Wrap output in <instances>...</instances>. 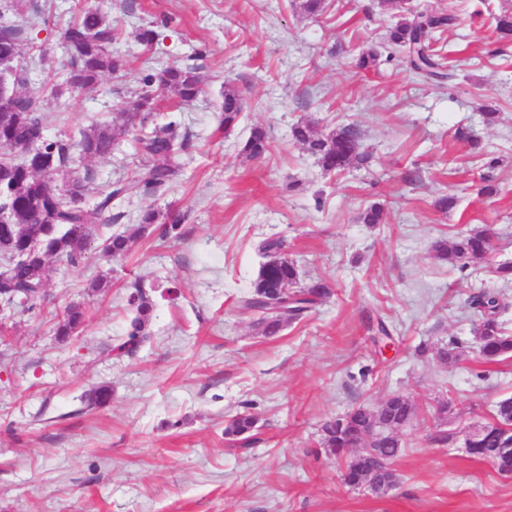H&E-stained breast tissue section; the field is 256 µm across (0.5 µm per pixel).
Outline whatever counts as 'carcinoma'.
<instances>
[{"label":"carcinoma","instance_id":"obj_1","mask_svg":"<svg viewBox=\"0 0 512 512\" xmlns=\"http://www.w3.org/2000/svg\"><path fill=\"white\" fill-rule=\"evenodd\" d=\"M399 20L390 28L386 42V61H397L405 70L426 80L448 77L441 37L457 23L448 11L418 12L405 3L398 5ZM29 9V0H0V60L20 63V71L30 65L22 55L25 31L16 17ZM495 30L502 40L512 39V12L495 17ZM66 56L60 65L61 81L51 90L55 98L69 90H92L101 79L111 74L120 76L127 61L118 53L109 52L116 39L112 20L99 9L87 7L66 22L61 31ZM205 55L198 53L189 62H176L160 70H149L142 77L143 89L128 110L131 124L140 132L134 139V171L132 180L146 200L164 196L181 174L179 156L192 146L188 131L181 130L174 119L160 125L158 91H171L177 105L188 106L204 91ZM379 52L361 49L354 57L357 70L377 64ZM24 75L16 80L12 93L13 107L0 111V212L8 214V227L0 228V257L7 268L0 271V294L24 301L31 312L44 306L48 281L47 264L61 259L73 268L85 264L91 236L102 228L109 233L101 237L103 255L122 259L129 252L135 236H149L156 228L165 233L176 232L185 223L186 215L179 209H160L152 204L143 207L134 232L119 229L125 214L120 203L127 185L116 181L97 192L93 204L83 197L89 191L94 173L87 169L81 177H63L69 172L73 155L84 159L101 158L111 153L124 135L106 120H96L79 131L78 137L43 138L31 153L18 148L33 142L44 130L49 117L42 112L39 97L25 88ZM244 110L239 92L224 87L221 104V129L227 134L237 131ZM293 140L304 146L327 173H341L355 164L367 161L361 151L360 134L351 125L328 133H319L309 122L292 128ZM270 152L267 132L260 126L251 129L240 143L239 154L249 160L261 159ZM386 208L375 203L361 213L364 224L384 223ZM286 242L276 236L263 239L259 251L265 261L259 266L253 289L240 300V309L253 315L257 333L273 337L280 334L290 320L306 316L330 294L326 282L300 281L297 264L288 259ZM438 257L466 271L486 261L492 252L490 235L473 230L456 235L452 242L435 244ZM128 297L134 317L130 321L127 340L113 348L116 355L133 353L149 336L148 325L153 304L139 283L132 285ZM468 307L474 316V349L486 363L512 357V334L501 320L504 309L500 292L480 288L473 292ZM87 318L86 310L69 303L54 316L56 335L66 340ZM463 355V346L455 339L436 348L441 362L456 361ZM417 416V406L409 397L396 393L374 409L362 405L323 426V447L344 461V482L365 486L378 494L385 492L397 479L391 468L399 455L402 442L399 432ZM256 419L250 414L233 417L224 428V438L235 447L248 448L255 441ZM371 438L376 457L348 447L351 442ZM468 453L491 462L500 472L512 471V398L496 403L490 417L469 434Z\"/></svg>","mask_w":512,"mask_h":512}]
</instances>
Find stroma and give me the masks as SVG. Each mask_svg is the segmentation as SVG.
<instances>
[{
	"label": "stroma",
	"mask_w": 512,
	"mask_h": 512,
	"mask_svg": "<svg viewBox=\"0 0 512 512\" xmlns=\"http://www.w3.org/2000/svg\"><path fill=\"white\" fill-rule=\"evenodd\" d=\"M37 2L49 14L19 19L22 52L38 60L28 90H40L64 56L59 20L87 6L119 28L112 48L129 62L93 91L44 96L45 112L63 114L47 137L78 135L100 116L125 124L147 69L201 49L206 85L176 112L193 146L183 177L157 202L189 212L180 236L136 239L116 260L94 244L78 269L50 260L42 311L0 310V512H512V476L464 445L469 428L512 397V359L479 362L466 304L474 289H502L512 326V286L492 272L512 261V43L494 32L512 0H412L419 11L458 15L443 37L451 76L439 83L383 60L353 68V55L382 47L398 19L384 0H326L317 17L293 0ZM149 22L160 38L147 48L135 29ZM228 83L245 110L227 137L218 117ZM486 105L498 109L496 124H484ZM299 121L321 132L355 126L368 163L325 173L293 141ZM256 125L271 150L251 161L239 144ZM74 169L92 170L99 187L127 182L126 217L144 206L130 185L129 138ZM443 194L457 199L446 212L433 206ZM375 202L387 223H361ZM486 226L495 233L488 262L462 272L435 257L437 240ZM271 235L286 240L302 280L326 279L332 294L266 338L236 300L257 275L258 241ZM99 277L109 286L92 292ZM137 281L154 304L151 338L118 359L111 348L126 337ZM70 302L84 303L89 318L62 342L51 319ZM381 319L396 339L386 353L371 340ZM452 338L467 357L444 365L419 352ZM101 385L109 403H90ZM393 393L419 409L400 435L397 484L383 495L348 487L322 426ZM443 402L447 414L435 415ZM239 414L257 420L248 448L224 439ZM442 432L452 442L436 443Z\"/></svg>",
	"instance_id": "35a3bbf8"
}]
</instances>
